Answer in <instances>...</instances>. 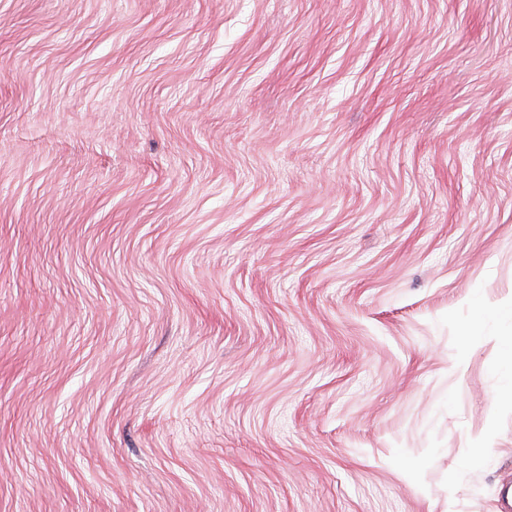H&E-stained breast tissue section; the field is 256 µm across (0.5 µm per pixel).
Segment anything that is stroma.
Segmentation results:
<instances>
[{"label":"stroma","mask_w":512,"mask_h":512,"mask_svg":"<svg viewBox=\"0 0 512 512\" xmlns=\"http://www.w3.org/2000/svg\"><path fill=\"white\" fill-rule=\"evenodd\" d=\"M512 0H0V512H512Z\"/></svg>","instance_id":"obj_1"}]
</instances>
